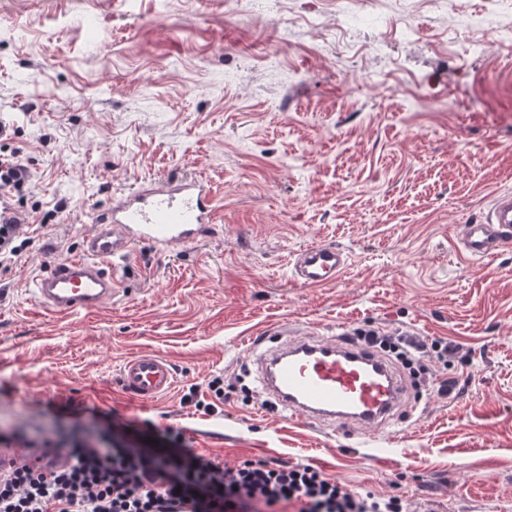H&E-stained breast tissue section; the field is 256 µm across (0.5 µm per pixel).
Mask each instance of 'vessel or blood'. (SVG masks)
Returning <instances> with one entry per match:
<instances>
[{"instance_id":"obj_1","label":"vessel or blood","mask_w":512,"mask_h":512,"mask_svg":"<svg viewBox=\"0 0 512 512\" xmlns=\"http://www.w3.org/2000/svg\"><path fill=\"white\" fill-rule=\"evenodd\" d=\"M215 191L197 177L165 179L114 198L95 218L96 230L78 254L56 261L36 277L34 294L47 313L66 317L100 310L121 289L111 265L126 262L134 247L162 252L193 243L215 223ZM467 259L494 256L512 243V191L496 193L483 222L462 228ZM345 252L320 244L295 257L292 276L301 284L334 283L347 267ZM259 388L280 406L289 424L330 427L358 434L389 428L408 398L404 376L378 350L346 335L317 333L296 338L278 330L255 337ZM120 392L135 402H151L176 382L172 363L154 353L126 359L116 378Z\"/></svg>"}]
</instances>
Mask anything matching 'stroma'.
I'll return each instance as SVG.
<instances>
[{
    "instance_id": "stroma-1",
    "label": "stroma",
    "mask_w": 512,
    "mask_h": 512,
    "mask_svg": "<svg viewBox=\"0 0 512 512\" xmlns=\"http://www.w3.org/2000/svg\"><path fill=\"white\" fill-rule=\"evenodd\" d=\"M512 0H0V153L34 181L14 207L35 230L0 266V432L70 431L77 408L146 447L183 432L228 466L310 464L409 512H512V245L462 254V225L512 190ZM172 174L211 180L218 221L166 252L97 312L46 314L30 284L73 255L114 195ZM328 243L344 275L308 287L291 260ZM398 330L457 343L431 361L455 396L409 393L384 432L292 427L235 383L247 337ZM155 353L177 373L148 405L115 374ZM223 376L217 412L184 404Z\"/></svg>"
}]
</instances>
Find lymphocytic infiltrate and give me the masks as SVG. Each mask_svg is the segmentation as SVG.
<instances>
[{
  "label": "lymphocytic infiltrate",
  "mask_w": 512,
  "mask_h": 512,
  "mask_svg": "<svg viewBox=\"0 0 512 512\" xmlns=\"http://www.w3.org/2000/svg\"><path fill=\"white\" fill-rule=\"evenodd\" d=\"M27 214L0 208V264L29 239ZM168 448L109 447L75 432L27 440L46 463L0 472V512H406L396 496L348 490L309 465L246 461L228 467L170 435Z\"/></svg>",
  "instance_id": "f902f5d3"
}]
</instances>
